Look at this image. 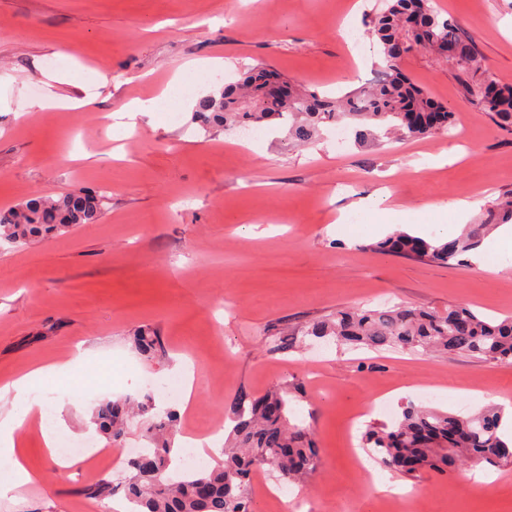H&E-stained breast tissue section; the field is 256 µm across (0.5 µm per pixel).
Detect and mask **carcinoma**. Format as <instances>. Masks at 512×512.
<instances>
[{"label": "carcinoma", "instance_id": "obj_1", "mask_svg": "<svg viewBox=\"0 0 512 512\" xmlns=\"http://www.w3.org/2000/svg\"><path fill=\"white\" fill-rule=\"evenodd\" d=\"M366 35L377 45L385 72L371 88L336 98L321 97L301 84L281 80L258 63L248 67L239 82L225 86L220 95L199 98L193 118L204 126L218 124L226 130L278 119L288 126V136L300 143L319 137L325 125H347L360 139L376 130L412 138L448 132L452 113L403 75L401 60L417 49L443 55L452 44L459 49L452 61L464 75L465 91L477 111L501 127L512 128V85L500 83L481 69L477 48L454 22L441 16L436 0H387L386 7L368 21ZM103 205L104 195L87 190L53 199L34 195L0 210V241L25 245L78 224H95ZM511 220L512 195L452 240L397 231L372 248L451 265L465 261V255L490 230ZM301 335L373 350L420 347L512 364V317L495 321L466 306L450 307L443 313L402 305L342 309L308 324ZM134 346L149 359L165 354L161 337L149 328L135 333ZM290 395L286 387L262 398L246 392L235 395L230 404L234 425L224 448V462L210 471L196 469L185 474L170 470L178 434L175 411L169 409L162 415L151 403L131 397L104 400L93 415L97 430L109 442L119 444L129 422L138 417L144 424L145 445L124 458L125 477L114 481L107 474L78 493L102 501L121 491L133 505L132 512H253L249 482L255 469L269 466L288 484L318 466L310 427L290 423ZM501 419L502 412L494 408L461 417L410 404L391 424L369 426L362 443L384 465L408 477L417 476L424 467L445 472L458 465L512 463V446L498 434Z\"/></svg>", "mask_w": 512, "mask_h": 512}]
</instances>
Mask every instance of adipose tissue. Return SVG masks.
<instances>
[{
  "instance_id": "ef3b65f1",
  "label": "adipose tissue",
  "mask_w": 512,
  "mask_h": 512,
  "mask_svg": "<svg viewBox=\"0 0 512 512\" xmlns=\"http://www.w3.org/2000/svg\"><path fill=\"white\" fill-rule=\"evenodd\" d=\"M469 261L484 271L512 268V224L498 226L479 248L471 251ZM59 368L54 363L38 365L0 386L1 395L13 397L11 409L0 415V470L8 473L10 488L40 480L39 473L29 470L17 454L15 432L41 415L43 403L36 395L37 387Z\"/></svg>"
}]
</instances>
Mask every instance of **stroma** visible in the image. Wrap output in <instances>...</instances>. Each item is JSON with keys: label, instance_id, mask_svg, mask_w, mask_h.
<instances>
[{"label": "stroma", "instance_id": "obj_1", "mask_svg": "<svg viewBox=\"0 0 512 512\" xmlns=\"http://www.w3.org/2000/svg\"><path fill=\"white\" fill-rule=\"evenodd\" d=\"M379 0H0V208L31 195L76 188L104 193L99 223L22 247L0 246V381L28 367L89 349L95 376L61 375L41 386L67 435L107 439L92 417L105 399L141 397V376L166 382L184 358L196 395L180 431L224 417L238 392L256 397L281 384L301 389L293 422L320 446L316 471L290 484L307 512H372L385 494L355 456L368 426L413 403L469 416L490 398L512 401V365L465 354L357 349L322 340L281 353L275 336L337 310L397 303L439 312L456 305L512 316V269L488 274L469 264L416 262L372 250L392 230L363 199L388 189L407 221L431 229L428 202L469 194L479 211L512 193V130L476 112L460 73L426 51L403 73L447 104L459 133L403 140L348 138L330 129L298 145L283 126L243 142L191 120L200 97L265 63L319 95L368 85L379 57L365 21ZM442 16L476 44L488 71L512 84V0H437ZM221 59L210 80L188 82L195 64ZM108 75L87 109H28L43 96L80 97L74 78ZM176 97L179 124L164 117ZM135 99L154 100L138 119L137 142L107 135ZM456 147V163L435 155ZM111 172L112 186L100 177ZM158 333L167 359L134 348L136 330ZM458 397H448L447 388ZM82 390L86 399L70 403ZM17 449L42 483L0 497V512H92L79 490L101 475L79 459L54 464L41 429L16 433ZM420 512H512V464L409 479L386 468Z\"/></svg>", "mask_w": 512, "mask_h": 512}]
</instances>
